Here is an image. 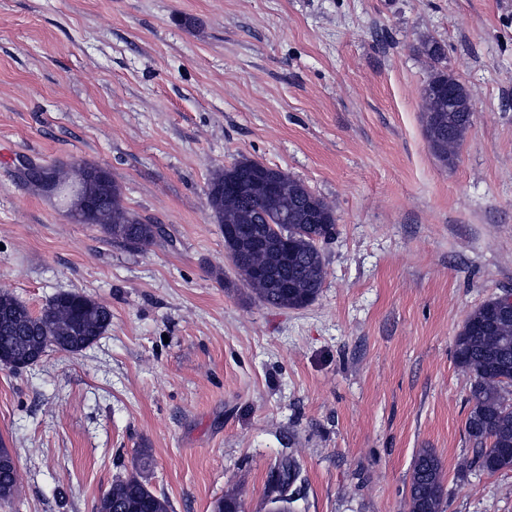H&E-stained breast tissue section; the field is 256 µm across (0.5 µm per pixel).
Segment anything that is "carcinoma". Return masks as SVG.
Segmentation results:
<instances>
[{
	"mask_svg": "<svg viewBox=\"0 0 512 512\" xmlns=\"http://www.w3.org/2000/svg\"><path fill=\"white\" fill-rule=\"evenodd\" d=\"M423 122L430 149L442 162L454 161L472 126L466 101L448 111V93L423 98ZM264 164L241 158L218 170L208 183L206 205L224 232V245L234 268L256 298L280 309H301L319 296L325 279L321 244L336 235L334 209L301 180L275 169L278 189L271 192ZM78 181L51 196L68 215L94 224L107 240L138 250L150 245L161 229L125 206L121 190L108 173L99 183L102 203L93 220L74 213V195H83ZM112 326V310L83 293L62 291L38 314L6 289H0V365L21 370L50 350L79 353L99 341ZM457 367L469 377L471 408L465 431L473 442L466 462L482 471L512 470V315L501 313L500 297L486 299L470 311L455 336ZM278 467L284 478L267 481V502L276 512H293L300 488L301 465L288 458ZM17 470L0 466V505L14 508ZM445 494L440 460L421 449L414 461L409 512H442ZM96 512H170L168 499L138 474L116 479L99 498ZM212 512H244L243 503L228 492Z\"/></svg>",
	"mask_w": 512,
	"mask_h": 512,
	"instance_id": "carcinoma-1",
	"label": "carcinoma"
}]
</instances>
